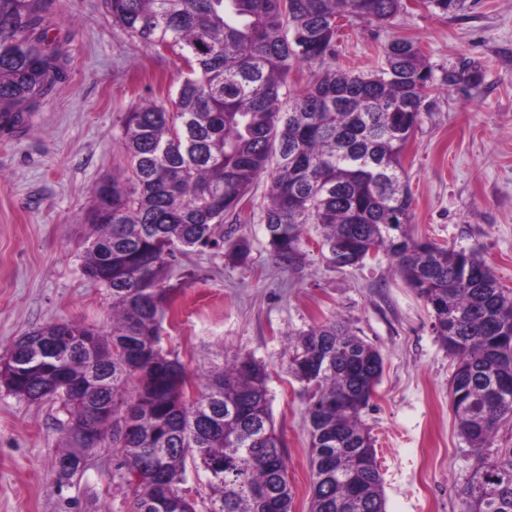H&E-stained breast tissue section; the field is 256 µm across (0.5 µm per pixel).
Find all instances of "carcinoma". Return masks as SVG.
<instances>
[{
    "mask_svg": "<svg viewBox=\"0 0 512 512\" xmlns=\"http://www.w3.org/2000/svg\"><path fill=\"white\" fill-rule=\"evenodd\" d=\"M112 24L177 56L185 75L164 106L146 101L122 124L125 163L92 191L84 276L112 299V326L53 323L18 337L0 384L67 416L58 481L110 446L122 458L131 512H293L285 434L265 364L237 356L198 375L162 346L193 252L230 241L269 177L260 205L282 269L314 230L331 267L380 253L432 310L454 360L448 380L458 431L478 466L462 512H512V289L477 253L414 239L402 157L433 85L424 54L393 40L367 75L327 67L300 88L290 73L334 54L343 21L386 25L401 0H103ZM40 0H0V120L24 121L66 75ZM481 69L450 72L476 83ZM232 223L224 225L227 218ZM25 368V373L14 372ZM288 369L306 397L309 512H386L374 441L362 420L383 373L379 350L345 322L297 335ZM136 472L139 481H128ZM202 488L185 493L189 474Z\"/></svg>",
    "mask_w": 512,
    "mask_h": 512,
    "instance_id": "carcinoma-1",
    "label": "carcinoma"
}]
</instances>
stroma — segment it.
I'll return each mask as SVG.
<instances>
[{"label": "stroma", "instance_id": "1", "mask_svg": "<svg viewBox=\"0 0 512 512\" xmlns=\"http://www.w3.org/2000/svg\"><path fill=\"white\" fill-rule=\"evenodd\" d=\"M52 37L69 51L66 78L37 112L0 126V357L23 333L80 319L110 323L111 299L83 276L80 219L95 184L124 163L126 112L166 102L180 62L113 26L101 0H45ZM404 38L429 62L435 87L402 163L413 198V237L473 250L512 288V0H461L444 12L402 0L393 24L356 19L336 40V65L369 72ZM480 67L479 84L449 86V71ZM245 264L223 254L183 259L186 280L164 345L188 370L237 355L267 364L271 410L285 429L294 512H308L305 398L288 370V337L344 319L377 347L384 371L363 422L375 440L387 512H460L459 489L477 462L458 434L448 397L452 358L438 342L432 311L385 256L335 269L314 233L293 269L272 261L259 219L240 225ZM65 415L54 401L30 403L0 386V512H129L112 449L90 457L70 482L54 462Z\"/></svg>", "mask_w": 512, "mask_h": 512}]
</instances>
